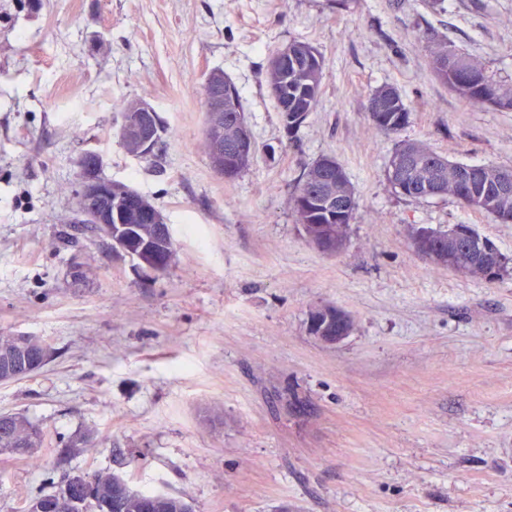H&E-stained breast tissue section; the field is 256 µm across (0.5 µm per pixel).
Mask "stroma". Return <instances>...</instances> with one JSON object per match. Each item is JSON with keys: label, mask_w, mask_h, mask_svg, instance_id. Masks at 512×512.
<instances>
[{"label": "stroma", "mask_w": 512, "mask_h": 512, "mask_svg": "<svg viewBox=\"0 0 512 512\" xmlns=\"http://www.w3.org/2000/svg\"><path fill=\"white\" fill-rule=\"evenodd\" d=\"M439 37L512 84V0H0V334L53 350L0 383V412L45 433L38 461L0 455V512L65 470L120 474L194 512H512V271L453 272L411 240L471 224L512 258V224L387 179L401 139L512 168V111L475 109L435 77ZM293 40L324 55L326 77L292 143L265 71ZM215 69L256 145L231 182L202 147ZM384 85L411 109L396 137L366 112ZM130 99L159 115L161 167L115 133ZM90 152L165 217V273L78 223ZM326 155L358 198L333 254L291 205ZM323 306L353 321L339 344L308 331ZM87 431L98 447H69Z\"/></svg>", "instance_id": "35a3bbf8"}]
</instances>
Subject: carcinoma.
<instances>
[{
    "mask_svg": "<svg viewBox=\"0 0 512 512\" xmlns=\"http://www.w3.org/2000/svg\"><path fill=\"white\" fill-rule=\"evenodd\" d=\"M454 50L446 40L427 45L432 71L448 89L476 107L512 110V88L488 73L485 64L470 54L458 53L459 60L448 59ZM326 77L325 60L316 53L310 60H288L280 69L265 71V79L276 108L288 106V112H278L279 119H288V136L294 139L308 115L317 110L322 84ZM368 118L374 128L386 135H396L409 122L410 109L392 87L373 92L368 102ZM244 115L236 86L224 79V148L230 149L235 137L234 121ZM500 168L492 165H469L454 162L430 150L423 142L401 140L390 159L388 181L395 192L414 200L427 198L435 189L440 196H450L467 209L483 212L502 224H512V197L503 202L496 195ZM293 211L312 244L344 247L348 227L357 209V194L344 170L328 174L315 161L299 176L292 195ZM117 240L134 254H142L147 246L163 254L173 243L157 231V225L143 220L128 219ZM433 234L448 244L446 267L462 274L495 280L512 268V259L500 255L496 271L492 272L475 254L468 250L467 236L483 238L475 228L457 224L448 229H436ZM15 349L11 335H0V372H7L15 381L34 374L26 358L16 353L5 359V352ZM28 442L24 456L36 457L43 447L45 435L39 424L19 412L0 413V454H18L16 441ZM95 485V496L82 500L76 509L57 508L55 512H99L100 503L112 500V473L94 472L88 475ZM113 512H145L144 496L131 492L123 497Z\"/></svg>",
    "mask_w": 512,
    "mask_h": 512,
    "instance_id": "1",
    "label": "carcinoma"
}]
</instances>
